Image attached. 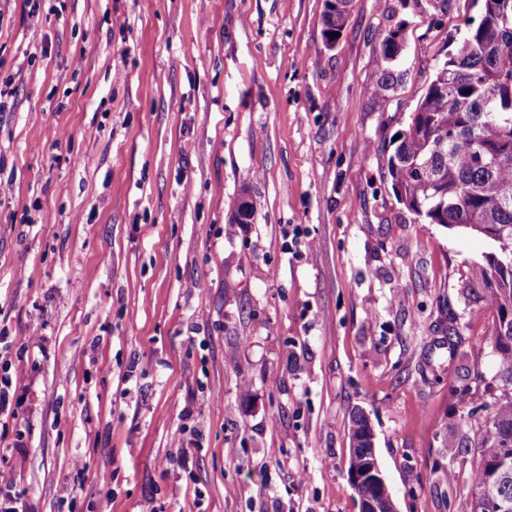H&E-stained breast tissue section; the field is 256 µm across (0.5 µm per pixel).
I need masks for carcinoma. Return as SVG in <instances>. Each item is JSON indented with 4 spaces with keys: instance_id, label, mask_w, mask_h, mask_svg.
Segmentation results:
<instances>
[{
    "instance_id": "cac0c4a2",
    "label": "carcinoma",
    "mask_w": 512,
    "mask_h": 512,
    "mask_svg": "<svg viewBox=\"0 0 512 512\" xmlns=\"http://www.w3.org/2000/svg\"><path fill=\"white\" fill-rule=\"evenodd\" d=\"M512 0H483L477 23L456 41L436 66L413 120L391 141L388 158L392 189L398 200L428 224L476 233L493 246L485 265L474 269L487 285V303L497 322L483 339L499 359V380L512 388ZM352 0L324 5V33H340ZM404 28L387 32L381 42L385 58L397 57L396 41ZM393 74L382 73L374 95L387 104ZM348 473L372 459L374 433L365 413L354 410L349 427ZM479 461L472 475V512H498L509 502L512 471L500 461L512 457V394L499 400L479 428ZM380 512H397L386 482L371 490Z\"/></svg>"
}]
</instances>
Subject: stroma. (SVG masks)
<instances>
[{
    "label": "stroma",
    "mask_w": 512,
    "mask_h": 512,
    "mask_svg": "<svg viewBox=\"0 0 512 512\" xmlns=\"http://www.w3.org/2000/svg\"><path fill=\"white\" fill-rule=\"evenodd\" d=\"M481 10L353 0L327 49L324 0H0V359L21 372L0 468L20 512H360L355 408L398 512H472L503 394L473 273L493 246L409 212L387 159ZM289 224L309 239L288 251ZM349 440L348 476L354 471H361L373 459L374 433L367 416L360 409H355L350 415Z\"/></svg>",
    "instance_id": "obj_1"
}]
</instances>
